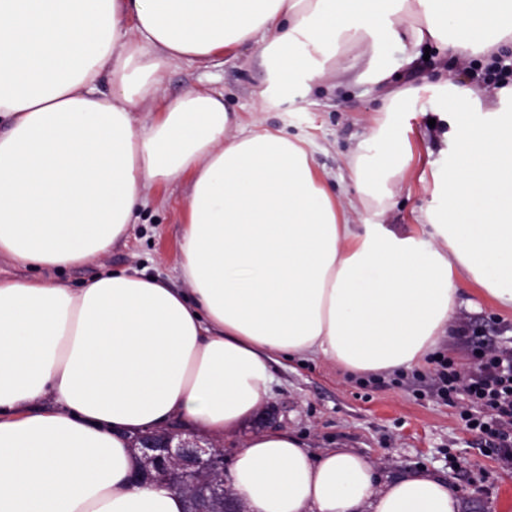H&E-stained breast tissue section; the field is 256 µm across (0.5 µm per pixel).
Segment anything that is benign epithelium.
<instances>
[{
  "label": "benign epithelium",
  "instance_id": "7a95c632",
  "mask_svg": "<svg viewBox=\"0 0 512 512\" xmlns=\"http://www.w3.org/2000/svg\"><path fill=\"white\" fill-rule=\"evenodd\" d=\"M133 445L142 461L143 476L165 477L177 492L183 482L206 487L194 512H241L240 502L225 487L224 449L178 427L140 434Z\"/></svg>",
  "mask_w": 512,
  "mask_h": 512
}]
</instances>
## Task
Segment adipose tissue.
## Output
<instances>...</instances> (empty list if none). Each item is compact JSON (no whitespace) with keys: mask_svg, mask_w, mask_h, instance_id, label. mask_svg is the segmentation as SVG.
<instances>
[{"mask_svg":"<svg viewBox=\"0 0 512 512\" xmlns=\"http://www.w3.org/2000/svg\"><path fill=\"white\" fill-rule=\"evenodd\" d=\"M427 41L458 63L511 50L512 0H0V258L34 272L0 277V512H186L164 483L133 482L132 435L179 419L235 436L279 356L418 366L454 329L461 282L512 307V113L484 108L478 82L433 84L463 124L437 207L400 232L352 216L393 198L407 160L392 119L416 88L385 99L343 201L304 141L221 92L163 89L172 66L252 44L266 110L332 79L338 49L379 84L389 44ZM183 180L182 288L133 269L56 279L103 261ZM228 484L248 512L460 510L430 472L384 482L368 457L274 427L238 447Z\"/></svg>","mask_w":512,"mask_h":512,"instance_id":"adipose-tissue-1","label":"adipose tissue"}]
</instances>
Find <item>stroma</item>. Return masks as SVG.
I'll use <instances>...</instances> for the list:
<instances>
[{
	"mask_svg": "<svg viewBox=\"0 0 512 512\" xmlns=\"http://www.w3.org/2000/svg\"><path fill=\"white\" fill-rule=\"evenodd\" d=\"M387 55L389 77L383 84L360 85L346 76L335 87L314 83L262 114L255 112L254 101L265 71L257 48L250 44L207 68H170L164 92L169 97L198 87L222 92L227 109L244 120L259 118L266 126L303 138L337 194L353 196L357 189L347 156L373 125L383 96L419 88L418 98L396 123L413 176L402 182L382 217L362 215L365 221L378 218L399 231L436 204L432 184L424 176L447 165L455 117L439 111L428 90L438 78V50H431L429 59L410 64L398 45H390ZM185 206L184 185L156 190L154 204L140 213L128 240L113 245L104 264L72 267L61 273V281L78 288L103 271L134 268L168 276L172 287H182L176 266ZM460 299L457 314L469 324L471 335L449 337L442 351L457 370L466 372L473 365V339L512 342V309L489 300L471 284L462 285ZM434 367L429 360L406 372L365 378L325 359L282 358L271 365L274 383L268 409L275 427L295 435L312 452L355 449L380 465L381 476L388 479L424 469L448 481L461 512H512V469L484 452L483 438L464 428L459 415L470 405L466 395L449 402L430 391L427 374Z\"/></svg>",
	"mask_w": 512,
	"mask_h": 512,
	"instance_id": "obj_1",
	"label": "stroma"
}]
</instances>
